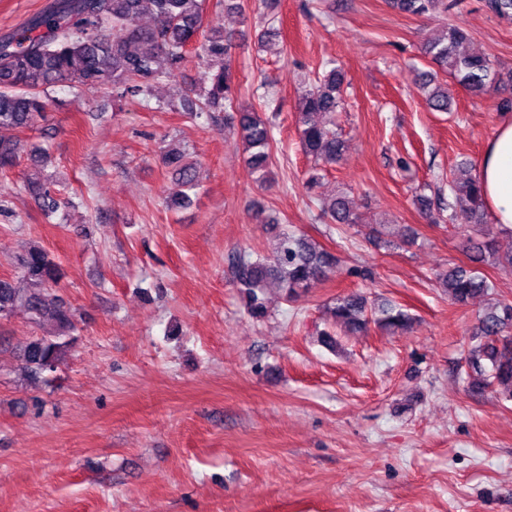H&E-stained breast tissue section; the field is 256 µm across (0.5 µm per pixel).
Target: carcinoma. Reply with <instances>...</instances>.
Wrapping results in <instances>:
<instances>
[{
  "instance_id": "1",
  "label": "carcinoma",
  "mask_w": 512,
  "mask_h": 512,
  "mask_svg": "<svg viewBox=\"0 0 512 512\" xmlns=\"http://www.w3.org/2000/svg\"><path fill=\"white\" fill-rule=\"evenodd\" d=\"M399 11L423 17L446 12L462 0H393ZM206 0H54L43 12L32 16L18 33L0 39V171L17 164L18 134L34 128L47 117L51 87L97 89L112 92L117 100L146 98L153 86L170 79L180 70L189 53L207 68L206 83L189 89L178 103L157 105L160 110L184 112H225L229 127L243 145L244 159L252 173L265 181L273 164V134L268 118L254 108L238 103V85L232 74L233 34L220 24L204 27ZM484 7L495 18L512 23V0H484ZM148 15L152 24L144 26ZM468 33L451 26L445 35L428 38L424 53L444 71L477 95L512 88V72L502 73L495 60L486 55L461 51ZM430 86L426 104L446 112L448 90ZM343 75L332 67L303 90L297 98L300 144L316 168L305 182L314 190L322 178L320 167L334 165L342 158L344 141L331 124V114L341 103ZM165 167L172 170L169 204L182 205L199 186L197 163L186 160L183 151L161 152ZM451 199L432 201L416 196L421 211L429 218L461 221L472 227L486 223L487 213L478 173L466 171L462 185L449 184ZM47 213L59 205L53 184L32 186ZM323 217L333 224H364L354 212L346 192L319 203ZM472 266L450 267L440 278L455 304L487 294L493 285L480 271L483 265L512 266V250L503 252L493 238L467 240ZM336 261L329 251L316 246L305 235L284 232L269 257L239 255L232 259L234 282L243 289L246 306L254 318L267 313L265 290L275 280L287 297L293 299L312 287L325 269ZM20 276L0 278V320L17 313L34 323L54 327L48 336H34L18 355L20 370L28 377L55 372L72 350L76 338L75 311L56 293L63 272L49 253L34 245L19 259ZM334 323L350 336L363 335L371 321L386 327H404L408 313L394 305H368L357 293L336 298L330 307ZM512 324V305L499 308L479 319L476 346L464 357L469 387L486 390L503 387L502 395L512 400V336L505 329Z\"/></svg>"
}]
</instances>
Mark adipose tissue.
<instances>
[{
  "label": "adipose tissue",
  "instance_id": "obj_1",
  "mask_svg": "<svg viewBox=\"0 0 512 512\" xmlns=\"http://www.w3.org/2000/svg\"><path fill=\"white\" fill-rule=\"evenodd\" d=\"M483 201L493 223L512 233V120L502 122L479 164Z\"/></svg>",
  "mask_w": 512,
  "mask_h": 512
}]
</instances>
